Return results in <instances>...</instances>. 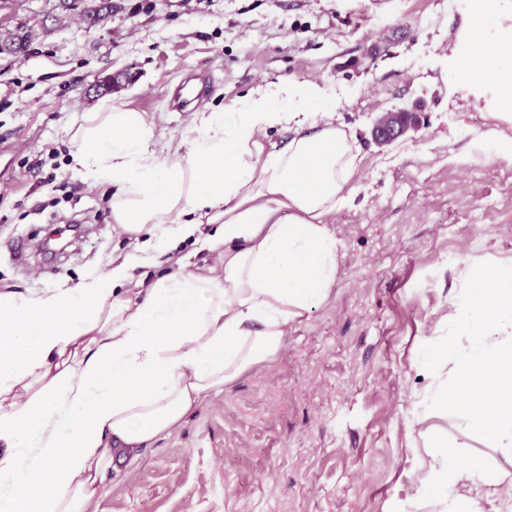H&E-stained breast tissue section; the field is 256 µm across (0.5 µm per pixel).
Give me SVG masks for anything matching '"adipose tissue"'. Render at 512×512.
Wrapping results in <instances>:
<instances>
[{
  "label": "adipose tissue",
  "mask_w": 512,
  "mask_h": 512,
  "mask_svg": "<svg viewBox=\"0 0 512 512\" xmlns=\"http://www.w3.org/2000/svg\"><path fill=\"white\" fill-rule=\"evenodd\" d=\"M448 81L458 92L490 83L494 124L480 139L511 160L502 0H471ZM277 127L294 133L282 148L268 139ZM66 132L74 169L111 187V219L133 249L73 288H0V512H93L115 460L137 462L205 398L268 366L336 283L327 219L350 203L359 168L314 82L196 113L187 164L157 152L153 122L124 101H102ZM189 239L216 255L208 274H165L136 300L124 292L131 269ZM451 318L454 336L422 357L431 461L417 481L435 489L437 512H500L512 505V269H482Z\"/></svg>",
  "instance_id": "obj_1"
}]
</instances>
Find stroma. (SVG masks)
<instances>
[{
    "label": "stroma",
    "mask_w": 512,
    "mask_h": 512,
    "mask_svg": "<svg viewBox=\"0 0 512 512\" xmlns=\"http://www.w3.org/2000/svg\"><path fill=\"white\" fill-rule=\"evenodd\" d=\"M0 0V285L71 288L131 250L105 186L71 167L68 123L116 91L161 142L190 136L269 83L324 87L355 136L353 203L329 217L339 277L270 368L206 398L138 463H113L96 512H430L412 475L430 457L415 421L428 382L422 349L466 275L512 266V163L465 145L490 127L482 103L446 76L467 0ZM100 21L86 29L87 12ZM416 112L413 137L379 148L371 119ZM41 170H31L34 161ZM69 189L57 188L55 177ZM92 228L58 258L10 256L70 217ZM212 256L193 241L133 280L154 281Z\"/></svg>",
    "instance_id": "35a3bbf8"
}]
</instances>
